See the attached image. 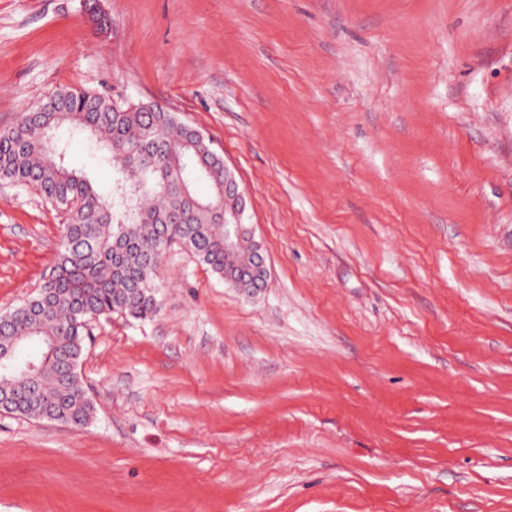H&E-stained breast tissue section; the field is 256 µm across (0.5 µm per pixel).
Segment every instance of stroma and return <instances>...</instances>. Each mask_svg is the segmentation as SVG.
Wrapping results in <instances>:
<instances>
[{
  "instance_id": "obj_1",
  "label": "stroma",
  "mask_w": 512,
  "mask_h": 512,
  "mask_svg": "<svg viewBox=\"0 0 512 512\" xmlns=\"http://www.w3.org/2000/svg\"><path fill=\"white\" fill-rule=\"evenodd\" d=\"M69 87L201 131L269 277L164 249L0 512H512V0H0V129ZM64 221L0 179V315Z\"/></svg>"
}]
</instances>
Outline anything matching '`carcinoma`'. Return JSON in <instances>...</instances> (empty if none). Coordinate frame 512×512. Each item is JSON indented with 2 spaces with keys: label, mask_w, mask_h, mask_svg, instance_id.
<instances>
[{
  "label": "carcinoma",
  "mask_w": 512,
  "mask_h": 512,
  "mask_svg": "<svg viewBox=\"0 0 512 512\" xmlns=\"http://www.w3.org/2000/svg\"><path fill=\"white\" fill-rule=\"evenodd\" d=\"M61 130L89 138L98 161L118 168L110 196L70 166L67 144L57 138ZM0 178L37 189L67 220L52 276L10 313L14 320L0 322L1 354H11L25 335L39 342L45 360L34 378L0 374V392L29 416L74 426L90 421L93 404L81 377L64 375L65 363L78 362L92 320L156 312L158 258L172 241L219 277L232 274L234 287H257L249 241L224 251V211L239 205L218 187L224 159L161 106L121 108L85 89L57 91L0 130ZM199 182L209 185L208 195L196 193Z\"/></svg>",
  "instance_id": "1"
}]
</instances>
